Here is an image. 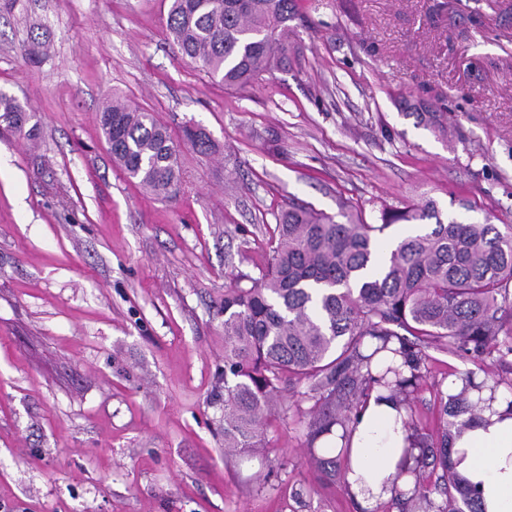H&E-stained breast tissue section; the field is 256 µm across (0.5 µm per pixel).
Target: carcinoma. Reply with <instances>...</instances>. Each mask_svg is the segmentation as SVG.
I'll return each instance as SVG.
<instances>
[{"label": "carcinoma", "mask_w": 512, "mask_h": 512, "mask_svg": "<svg viewBox=\"0 0 512 512\" xmlns=\"http://www.w3.org/2000/svg\"><path fill=\"white\" fill-rule=\"evenodd\" d=\"M295 0H170L166 35L182 56L224 85L245 90L288 65V22ZM100 125L126 175L147 193L171 199L181 184L179 145L154 114L121 100L100 113ZM0 127L33 141L36 114L0 94ZM184 143L200 154L214 147L200 127H183ZM382 223L339 222L301 206L279 217L268 264L248 288L224 289V447L245 454L262 444L265 418L285 380H306L316 412L309 443L336 426L347 429L377 386L408 396L423 378L420 346L446 342L466 355L512 356V224L442 220L435 201L388 210ZM413 232L387 242L389 256L372 268L390 226ZM474 374L460 373L457 393L440 396L441 435L430 441L413 415L412 442L398 476L412 485L396 500L418 501L421 512H484L478 492L456 471L449 442L477 417L470 397ZM344 450L320 449L322 472L332 475ZM440 468L438 502L421 482Z\"/></svg>", "instance_id": "obj_1"}]
</instances>
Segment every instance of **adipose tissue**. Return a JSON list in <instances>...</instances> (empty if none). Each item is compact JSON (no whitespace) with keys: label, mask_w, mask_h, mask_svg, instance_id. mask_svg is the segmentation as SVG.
Wrapping results in <instances>:
<instances>
[{"label":"adipose tissue","mask_w":512,"mask_h":512,"mask_svg":"<svg viewBox=\"0 0 512 512\" xmlns=\"http://www.w3.org/2000/svg\"><path fill=\"white\" fill-rule=\"evenodd\" d=\"M479 420L455 437L457 471L475 485L486 512H512V410L490 389L481 392ZM408 413L396 399L371 391L348 431L334 429L330 441H345L350 454L343 477L361 507L391 500L403 448L409 443Z\"/></svg>","instance_id":"adipose-tissue-1"}]
</instances>
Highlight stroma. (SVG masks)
<instances>
[{
	"label": "stroma",
	"instance_id": "obj_1",
	"mask_svg": "<svg viewBox=\"0 0 512 512\" xmlns=\"http://www.w3.org/2000/svg\"><path fill=\"white\" fill-rule=\"evenodd\" d=\"M297 4L287 67L245 92L181 56L169 0L0 10V92L42 126L35 146L0 130V512H361L310 459L307 382L260 454L226 456L224 290L259 277L292 204L512 219V0ZM113 96L210 134L209 154L181 148L173 199L113 161ZM425 353L410 406L429 438L454 374L512 383V360Z\"/></svg>",
	"mask_w": 512,
	"mask_h": 512
}]
</instances>
